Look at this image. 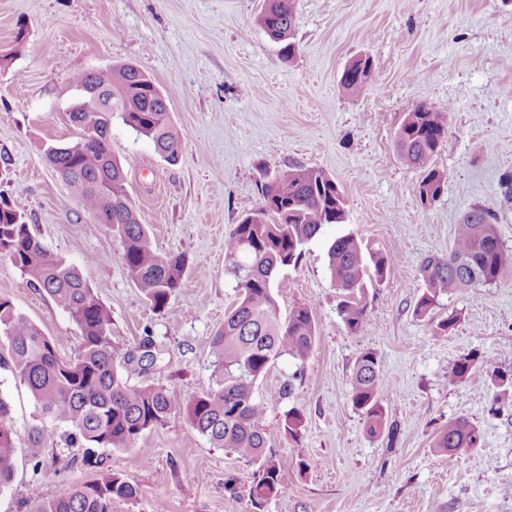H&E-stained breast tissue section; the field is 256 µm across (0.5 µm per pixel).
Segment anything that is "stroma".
<instances>
[{
  "label": "stroma",
  "mask_w": 512,
  "mask_h": 512,
  "mask_svg": "<svg viewBox=\"0 0 512 512\" xmlns=\"http://www.w3.org/2000/svg\"><path fill=\"white\" fill-rule=\"evenodd\" d=\"M263 3L0 0V150L9 156L0 198L22 209L41 244L111 308L115 344H154L156 367L131 380L163 385L176 406L145 437L149 463L133 448L103 449L108 468L139 489L112 512H512V408L495 412L491 379L512 352V274L441 295L430 318L414 313L422 261L447 252L470 209L495 211L500 242L512 251V200L499 188L512 172V0H296L289 60L257 22ZM361 55L373 76L349 98L339 79ZM117 63L143 67L173 125L188 133L170 164L150 139L112 121V151L133 161L126 187L153 246L186 259L182 285L160 312L128 277L118 240L44 158L48 145L77 139L65 118L75 98L69 76ZM421 103L447 110L452 137L435 158L448 182L427 205L395 147L406 113ZM291 165L333 176L347 207L344 223L326 225L275 281L281 314L308 304L320 332L304 363L280 358L256 385L260 397L291 388L265 417L266 452L284 464V491L257 511L246 493L253 465L213 447L182 408L208 388L210 340L238 298L224 239L259 206L264 172ZM350 232L397 254L385 280L368 286V324L356 335L338 314L327 271L329 245ZM0 297L53 338L60 357L74 355L78 327L1 257ZM452 312L455 329L432 336V321ZM366 349L387 387L390 430L377 436L351 401L350 375ZM468 352L476 362L467 378L449 382V363ZM0 395L20 452L0 512H34L62 484L96 478L56 436L34 468L23 454L31 432L55 424L1 367ZM293 407L303 416L296 441L280 426ZM459 416L477 425L481 441L450 466L432 444ZM230 479L237 495L224 488Z\"/></svg>",
  "instance_id": "stroma-1"
}]
</instances>
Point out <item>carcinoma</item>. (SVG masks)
I'll list each match as a JSON object with an SVG mask.
<instances>
[{"mask_svg":"<svg viewBox=\"0 0 512 512\" xmlns=\"http://www.w3.org/2000/svg\"><path fill=\"white\" fill-rule=\"evenodd\" d=\"M258 23L281 44V54L292 57L295 0H264ZM370 61L361 56L348 64L339 80L342 93L357 96L366 89ZM68 81L77 91L102 86L104 99L97 111L87 109L82 100L73 104L67 117L80 130V140L47 147L45 160L71 186L86 211L112 231L129 278L153 310L161 311L181 287L186 261L181 254L157 251L140 222L127 196L125 166L112 154V118L119 116L137 135L151 139L158 155L170 164L178 161L187 133L173 126L163 92L137 64H116L106 72L83 71ZM449 145L447 111L424 103L406 113L396 132L400 160L419 173L423 204L442 194L447 174L436 167L435 157ZM345 213V194L335 178L321 169L292 165L265 174L259 207L234 225L224 241L225 263L237 280L239 297L210 341L212 384L188 401L185 413L190 425L214 447L258 465L248 488L257 509L279 496L283 483L281 462L266 455L268 400L257 398L255 384L285 355L305 361L319 335L307 304L280 319L275 278L298 264L304 246L323 225L343 223ZM496 220L489 208L469 210L457 225L448 252L423 260L416 316L430 314L444 293L489 284L512 272V251L500 244ZM0 256L66 311L81 334L74 356L61 358L53 339L10 300L0 298V366L10 368L27 385L42 413L64 427L65 445L77 449L73 460L98 469V477L89 482L62 485L35 512H112L114 500L132 502L138 488L105 468L94 449L137 448L141 460H148L145 436L165 425L173 404L163 386L133 383L129 373L147 372L157 364L158 354L147 341L141 353L145 360L136 361L133 350L112 342L111 309L76 268L42 246L24 214L6 201L0 202ZM328 257L331 280L341 295L339 316L348 331L357 334L366 324L367 283L386 277L395 254L373 251L347 234L331 244ZM475 361L472 354L460 356L448 366V380L466 379ZM492 377L499 388L496 403L512 404V371L496 370ZM350 388L352 404L363 414L367 432L381 434L386 428L385 385L375 352L359 354ZM8 415V404L0 397V491L11 486L16 470ZM301 424V412L292 408L284 414L281 428L296 441ZM44 438V430L35 429L27 449L36 469L43 463ZM480 439L477 426L461 416L437 433L433 448L451 463L462 449L477 447Z\"/></svg>","mask_w":512,"mask_h":512,"instance_id":"cac0c4a2","label":"carcinoma"}]
</instances>
